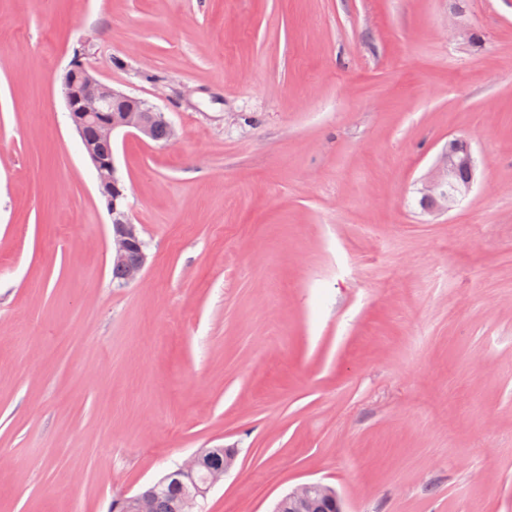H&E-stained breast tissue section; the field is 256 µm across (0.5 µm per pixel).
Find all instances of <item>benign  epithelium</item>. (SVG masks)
Masks as SVG:
<instances>
[{"label": "benign epithelium", "instance_id": "1", "mask_svg": "<svg viewBox=\"0 0 512 512\" xmlns=\"http://www.w3.org/2000/svg\"><path fill=\"white\" fill-rule=\"evenodd\" d=\"M62 93L70 123L82 138L89 125L94 127L98 139L107 142L113 141L115 133L120 130L150 138L153 126L158 123L166 127L167 141L172 142L178 137L175 126L157 106L101 82L79 58L70 63L63 75ZM85 152L96 170L99 193L105 198L107 210L112 217V264H123L128 251L134 246H141L139 225L131 221L126 210V193L118 175L114 154L101 155L90 143L86 144ZM455 165L452 155L442 156L426 182V190L436 199V208L444 213L460 205L473 187V184H468L453 199L443 193ZM210 459L211 453L203 449L185 461L178 471L191 474L209 463ZM235 459L233 453L225 455L224 468L212 470L208 481L188 501L189 512H195L198 498H206L213 486L231 471ZM284 499L288 500L289 512H315L314 503L318 499L335 505L336 512H343L337 491L320 482L301 484L288 492Z\"/></svg>", "mask_w": 512, "mask_h": 512}]
</instances>
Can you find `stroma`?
<instances>
[{"mask_svg": "<svg viewBox=\"0 0 512 512\" xmlns=\"http://www.w3.org/2000/svg\"><path fill=\"white\" fill-rule=\"evenodd\" d=\"M117 133L140 278L61 77ZM467 199L419 205L451 139ZM203 512H512V0H0V512H109L204 448ZM77 75L79 77H77ZM62 93L72 127L85 141V152L91 160L98 180V190L105 198L107 210L112 217V280L120 285L124 270L115 265L126 262L127 253L133 247L140 249V260L129 267L126 284L136 281L147 262V254L141 248V231L133 224L125 207L126 193L118 175L112 151L115 133L141 134L152 138L155 124H162L168 131L167 142L178 137L175 126L157 106L116 90L98 80L80 58H75L62 78ZM93 126L100 140L97 147L107 155L95 151L85 137L87 126ZM107 141V142H106ZM318 499L324 500L325 503L320 501L318 504H324L325 508L328 509V511L323 510L320 512H332L329 511L331 506L326 503L336 505V508L333 509L336 512H343L341 498L337 491L321 482H308L292 489L278 502L274 511H280L279 505L281 501L288 500V505L290 506L288 510L291 512H313L318 510L314 506L315 500Z\"/></svg>", "mask_w": 512, "mask_h": 512, "instance_id": "35a3bbf8", "label": "stroma"}]
</instances>
